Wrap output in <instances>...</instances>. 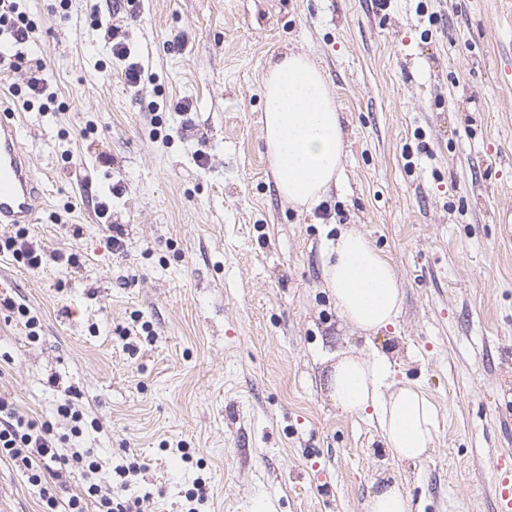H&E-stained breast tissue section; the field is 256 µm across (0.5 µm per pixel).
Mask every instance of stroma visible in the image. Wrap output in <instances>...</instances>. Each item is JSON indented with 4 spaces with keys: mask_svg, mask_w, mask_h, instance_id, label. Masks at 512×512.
<instances>
[{
    "mask_svg": "<svg viewBox=\"0 0 512 512\" xmlns=\"http://www.w3.org/2000/svg\"><path fill=\"white\" fill-rule=\"evenodd\" d=\"M55 99L25 107L0 73L44 208L29 236L75 255L0 254V396L104 469L137 461L138 512H366L398 483L412 512H498L512 469V0H24ZM141 66L127 83L94 14ZM320 67L345 133L313 209L266 156L270 58ZM107 221L96 215L99 202ZM124 253L113 256L112 227ZM365 235L393 264L396 325L366 335L325 286L328 241ZM340 351L386 353L437 412L427 458L391 459L375 421L338 409ZM0 460V512H42Z\"/></svg>",
    "mask_w": 512,
    "mask_h": 512,
    "instance_id": "stroma-1",
    "label": "stroma"
}]
</instances>
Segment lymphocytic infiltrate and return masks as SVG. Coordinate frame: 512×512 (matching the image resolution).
I'll return each mask as SVG.
<instances>
[{
  "label": "lymphocytic infiltrate",
  "instance_id": "lymphocytic-infiltrate-1",
  "mask_svg": "<svg viewBox=\"0 0 512 512\" xmlns=\"http://www.w3.org/2000/svg\"><path fill=\"white\" fill-rule=\"evenodd\" d=\"M33 33L34 27L20 12L17 0H0V71L9 73L28 68L29 95L40 98L48 91V84L41 75L43 62L28 58L23 50ZM57 413L71 421L69 434H57L49 424L40 425L27 419L12 402L0 397V458H8L25 473L31 485L39 487L49 512H55L61 504L48 485L67 474L80 475L86 485L85 497L73 496L64 504L68 512H86L90 506L95 512H132L131 501L125 493L133 477L140 472V465L132 462L104 470L93 449L68 445L70 438L83 433L82 413L73 410L67 400L58 405Z\"/></svg>",
  "mask_w": 512,
  "mask_h": 512
}]
</instances>
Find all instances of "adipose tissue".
Here are the masks:
<instances>
[{
	"label": "adipose tissue",
	"mask_w": 512,
	"mask_h": 512,
	"mask_svg": "<svg viewBox=\"0 0 512 512\" xmlns=\"http://www.w3.org/2000/svg\"><path fill=\"white\" fill-rule=\"evenodd\" d=\"M261 118L271 172L280 196L305 209L340 177L341 116L321 71L293 53L270 61ZM325 283L341 316L371 334L395 323L402 294L394 266L358 231L342 230L328 245ZM388 358L338 353L327 387L337 407L374 417L393 458L427 456L436 430L432 404L415 386L391 387Z\"/></svg>",
	"instance_id": "1"
}]
</instances>
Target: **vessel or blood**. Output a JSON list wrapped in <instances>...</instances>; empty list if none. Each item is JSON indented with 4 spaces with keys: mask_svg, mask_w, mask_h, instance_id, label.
Listing matches in <instances>:
<instances>
[{
    "mask_svg": "<svg viewBox=\"0 0 512 512\" xmlns=\"http://www.w3.org/2000/svg\"><path fill=\"white\" fill-rule=\"evenodd\" d=\"M9 107L0 108V224H31L43 204L38 179L20 146Z\"/></svg>",
    "mask_w": 512,
    "mask_h": 512,
    "instance_id": "vessel-or-blood-1",
    "label": "vessel or blood"
}]
</instances>
